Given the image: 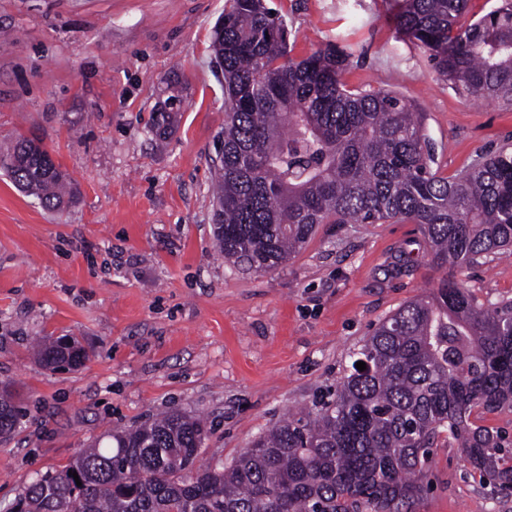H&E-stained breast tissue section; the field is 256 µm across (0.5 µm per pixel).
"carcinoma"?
<instances>
[{
    "instance_id": "1",
    "label": "carcinoma",
    "mask_w": 512,
    "mask_h": 512,
    "mask_svg": "<svg viewBox=\"0 0 512 512\" xmlns=\"http://www.w3.org/2000/svg\"><path fill=\"white\" fill-rule=\"evenodd\" d=\"M468 2L394 0L390 20L453 90L510 109L512 0L464 24ZM214 51L226 106L213 233L227 265L281 268L318 224H417L444 271L512 251L511 143L440 176L409 103L347 89L348 55L333 44L291 57L262 0H228ZM0 167L48 210L74 196L36 139L18 138ZM37 355L54 368L88 359L72 337L38 343ZM15 398L0 388L6 434L19 424ZM505 408L512 302L484 307L445 277L378 324L317 412L288 414L230 463L198 464L205 425L173 409L108 433L28 485L10 512H417L443 437L508 496L512 435L471 421Z\"/></svg>"
}]
</instances>
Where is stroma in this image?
<instances>
[{"label":"stroma","mask_w":512,"mask_h":512,"mask_svg":"<svg viewBox=\"0 0 512 512\" xmlns=\"http://www.w3.org/2000/svg\"><path fill=\"white\" fill-rule=\"evenodd\" d=\"M293 57L335 44L351 89L421 112L441 175L512 141V110L459 95L395 34L387 0H265ZM225 0H0V152L36 138L77 192L42 207L0 171V384L20 424L0 436V512L107 432L177 409L231 461L335 389L379 322L443 273L415 224H321L269 273L229 269L213 236L224 130L213 27ZM169 115L162 137L152 132ZM476 302L512 300V254L454 270ZM78 337L52 370L39 338ZM418 512H512L458 449L438 446ZM37 355L42 362L54 368H75L83 365L88 359L85 349L72 337L52 342H39Z\"/></svg>","instance_id":"obj_1"}]
</instances>
